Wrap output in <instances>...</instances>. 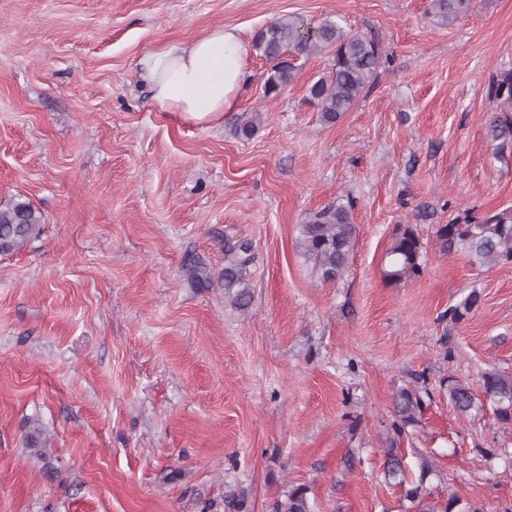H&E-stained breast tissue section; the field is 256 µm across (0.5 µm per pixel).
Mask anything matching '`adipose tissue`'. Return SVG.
<instances>
[{"label": "adipose tissue", "instance_id": "1", "mask_svg": "<svg viewBox=\"0 0 512 512\" xmlns=\"http://www.w3.org/2000/svg\"><path fill=\"white\" fill-rule=\"evenodd\" d=\"M247 48L235 30L217 27L188 43H168L140 59L159 108L203 124L221 116L245 79Z\"/></svg>", "mask_w": 512, "mask_h": 512}]
</instances>
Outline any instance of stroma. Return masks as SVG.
Segmentation results:
<instances>
[{"label":"stroma","mask_w":512,"mask_h":512,"mask_svg":"<svg viewBox=\"0 0 512 512\" xmlns=\"http://www.w3.org/2000/svg\"><path fill=\"white\" fill-rule=\"evenodd\" d=\"M429 0H0V205L30 202L39 236L0 254V512H417L385 451L430 498L512 512V424L466 418L449 380L512 375V262L440 252L438 225L512 206V148L488 124L512 66V0H473L442 26ZM284 15L380 41L369 92L333 125L308 101L322 51L265 97L254 37ZM236 29L246 78L216 121L162 111L137 61ZM260 115L238 139L236 118ZM351 202L358 236L335 280L301 226ZM422 272L397 285L400 226ZM252 242L247 310L221 284L225 237ZM479 307L452 323L470 291ZM422 400L395 430V398ZM43 444L25 445L31 427ZM433 471L421 476L420 465ZM422 246L415 230L400 227L386 253L387 267L384 277L391 285L400 284L418 276L422 269ZM284 496L275 503L274 512H310L304 488H293Z\"/></svg>","instance_id":"stroma-1"}]
</instances>
